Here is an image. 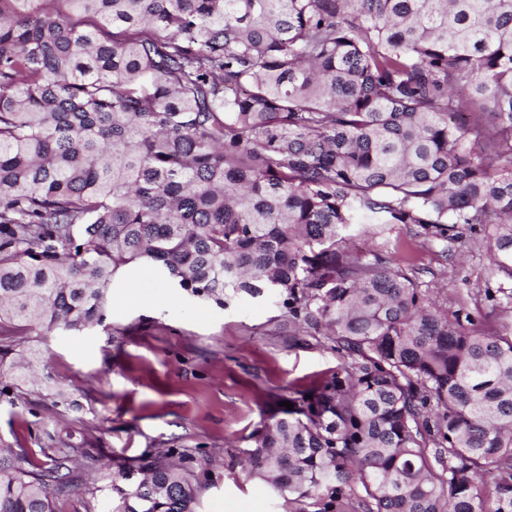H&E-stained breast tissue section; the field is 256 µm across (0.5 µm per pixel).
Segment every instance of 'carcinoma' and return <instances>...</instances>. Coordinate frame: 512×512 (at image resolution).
Here are the masks:
<instances>
[{
  "mask_svg": "<svg viewBox=\"0 0 512 512\" xmlns=\"http://www.w3.org/2000/svg\"><path fill=\"white\" fill-rule=\"evenodd\" d=\"M55 2L0 0V323L100 324L140 262L220 307L270 296L350 363L273 414L252 470L316 512H512V328L344 235L491 224L512 275V0ZM43 362L1 344L0 396ZM40 452L0 448V512H55L89 449ZM143 469L112 512H197L186 457Z\"/></svg>",
  "mask_w": 512,
  "mask_h": 512,
  "instance_id": "1",
  "label": "carcinoma"
}]
</instances>
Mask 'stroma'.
Listing matches in <instances>:
<instances>
[{
    "mask_svg": "<svg viewBox=\"0 0 512 512\" xmlns=\"http://www.w3.org/2000/svg\"><path fill=\"white\" fill-rule=\"evenodd\" d=\"M347 238L413 268L447 314L488 333L512 326V276L490 265L483 231L464 230L448 255L413 224L356 226ZM18 343L50 362L43 387L0 398V448L29 449L38 463L58 441L88 451L57 512H110L113 485L135 486L137 464L167 451L199 460L198 512H314L273 490L245 454L281 402L346 359L324 332H295L272 299L244 294L221 308L137 265L112 288L102 325Z\"/></svg>",
    "mask_w": 512,
    "mask_h": 512,
    "instance_id": "1",
    "label": "stroma"
}]
</instances>
